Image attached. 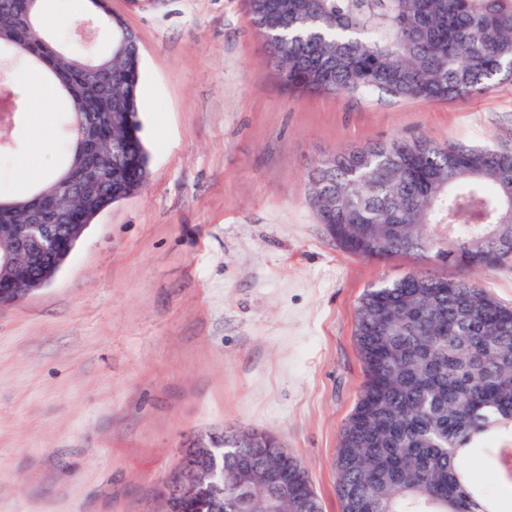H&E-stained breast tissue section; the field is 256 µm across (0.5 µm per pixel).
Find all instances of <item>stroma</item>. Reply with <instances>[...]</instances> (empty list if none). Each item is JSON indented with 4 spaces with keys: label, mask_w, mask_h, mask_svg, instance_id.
Returning a JSON list of instances; mask_svg holds the SVG:
<instances>
[{
    "label": "stroma",
    "mask_w": 512,
    "mask_h": 512,
    "mask_svg": "<svg viewBox=\"0 0 512 512\" xmlns=\"http://www.w3.org/2000/svg\"><path fill=\"white\" fill-rule=\"evenodd\" d=\"M138 36L145 186L85 230L47 285L0 306V512H165L159 491L191 440L276 436L322 512H341L335 460L364 380L355 342L364 291L415 268L345 253L319 224L320 159L394 136L512 147V81L470 99L286 90L246 0H109ZM72 0H48L74 53ZM65 106L0 144V191L27 193L61 160ZM476 279L512 306V268ZM473 483L512 512L481 449Z\"/></svg>",
    "instance_id": "35a3bbf8"
}]
</instances>
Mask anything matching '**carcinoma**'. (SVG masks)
Instances as JSON below:
<instances>
[{
	"label": "carcinoma",
	"mask_w": 512,
	"mask_h": 512,
	"mask_svg": "<svg viewBox=\"0 0 512 512\" xmlns=\"http://www.w3.org/2000/svg\"><path fill=\"white\" fill-rule=\"evenodd\" d=\"M25 0H0V51L18 52L68 104L70 149L51 180L24 195L0 193V224H21L59 197L70 221L84 224L146 182L139 119L140 54L116 20L108 54L57 55L18 28ZM250 20L290 90L387 93L426 101L463 100L512 81V0H248ZM100 112L122 120L93 127ZM95 129L112 148L106 196L92 182L68 191L82 162L83 135ZM423 157L413 141L392 137L336 153L310 175L319 223L346 252L388 261L414 257L483 270L512 265V148L440 146ZM451 224L448 235L436 229ZM355 338L365 379L336 455L342 512H499L471 483L464 464L478 439L512 428V306L475 280L426 270L368 289L357 308ZM249 477L250 494L229 512L288 481L289 497L320 509L298 462L275 448L242 441L224 453V494ZM197 487L184 512H207Z\"/></svg>",
	"instance_id": "carcinoma-1"
}]
</instances>
